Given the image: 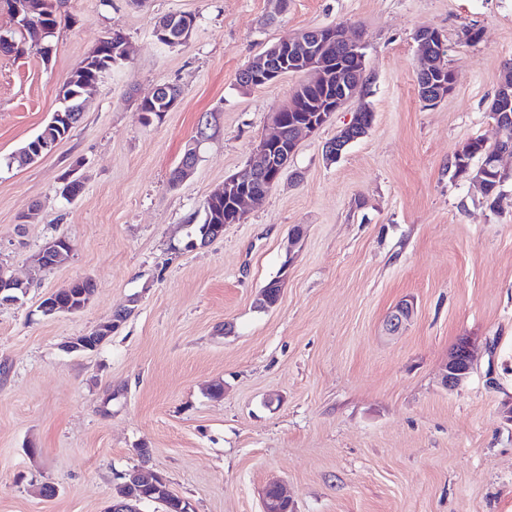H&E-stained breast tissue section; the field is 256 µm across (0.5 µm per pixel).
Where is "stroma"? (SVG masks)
Returning a JSON list of instances; mask_svg holds the SVG:
<instances>
[{"label": "stroma", "instance_id": "stroma-1", "mask_svg": "<svg viewBox=\"0 0 512 512\" xmlns=\"http://www.w3.org/2000/svg\"><path fill=\"white\" fill-rule=\"evenodd\" d=\"M288 3L279 14L276 0H67L50 58L0 54V267L28 284L0 304V512H105L122 474L144 465L195 512H261L275 479L295 512H512V182L493 209L472 177L448 171L460 144L496 140L488 108L512 59V0ZM179 12L197 17L191 37L157 43L155 23ZM339 23L365 46L368 133L327 161L350 116L336 113L301 136L242 223L184 250L189 214L245 165L303 79L246 89L239 71L279 40ZM422 26L443 34L455 72L429 107L414 69ZM470 27L479 42L466 41ZM113 31L127 64L50 154L8 165ZM168 83L179 102L145 122L140 96ZM206 120L192 175L170 185ZM76 162L83 190L69 202L58 187ZM60 236L69 258L37 271ZM279 276V303L257 311ZM82 278L96 285L83 311L42 314L46 295ZM404 299L414 315L389 335ZM123 308L96 350L68 351ZM464 336L474 369L449 391L440 373ZM47 482L55 497L41 496Z\"/></svg>", "mask_w": 512, "mask_h": 512}]
</instances>
